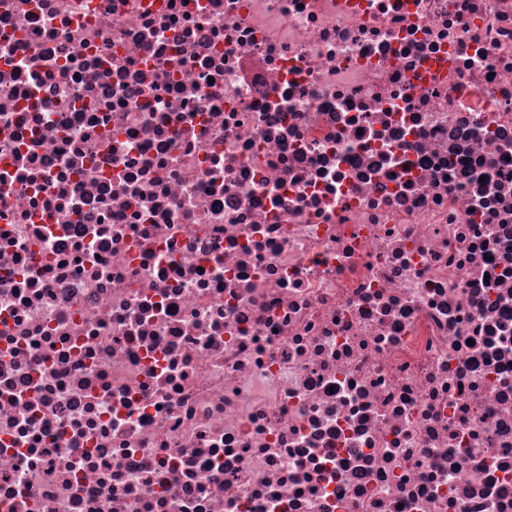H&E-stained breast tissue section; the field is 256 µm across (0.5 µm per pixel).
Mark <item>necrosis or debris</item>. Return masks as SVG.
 Wrapping results in <instances>:
<instances>
[{
    "instance_id": "necrosis-or-debris-1",
    "label": "necrosis or debris",
    "mask_w": 512,
    "mask_h": 512,
    "mask_svg": "<svg viewBox=\"0 0 512 512\" xmlns=\"http://www.w3.org/2000/svg\"><path fill=\"white\" fill-rule=\"evenodd\" d=\"M0 512H512V0H0Z\"/></svg>"
}]
</instances>
